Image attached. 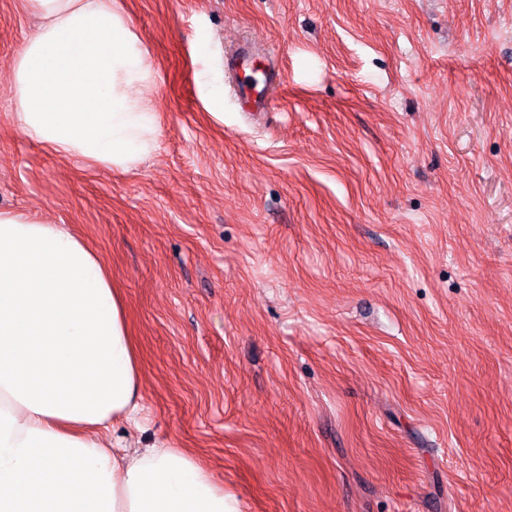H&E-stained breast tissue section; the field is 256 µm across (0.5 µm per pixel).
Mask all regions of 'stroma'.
I'll use <instances>...</instances> for the list:
<instances>
[{"instance_id": "1", "label": "stroma", "mask_w": 512, "mask_h": 512, "mask_svg": "<svg viewBox=\"0 0 512 512\" xmlns=\"http://www.w3.org/2000/svg\"><path fill=\"white\" fill-rule=\"evenodd\" d=\"M154 68L130 172L17 129L37 19L0 0V211L106 262L143 429L243 512H512V0H115ZM251 47L268 112L204 105ZM203 99L204 103L214 114L223 116L224 108V88L222 85L212 82L204 76L203 79Z\"/></svg>"}]
</instances>
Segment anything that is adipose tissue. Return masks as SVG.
<instances>
[{"instance_id":"ef3b65f1","label":"adipose tissue","mask_w":512,"mask_h":512,"mask_svg":"<svg viewBox=\"0 0 512 512\" xmlns=\"http://www.w3.org/2000/svg\"><path fill=\"white\" fill-rule=\"evenodd\" d=\"M39 16L10 63L14 121L65 157L131 170L158 147L152 75L112 0H25ZM141 367L100 255L61 224L0 211V512H241L196 457L115 447L140 426Z\"/></svg>"}]
</instances>
